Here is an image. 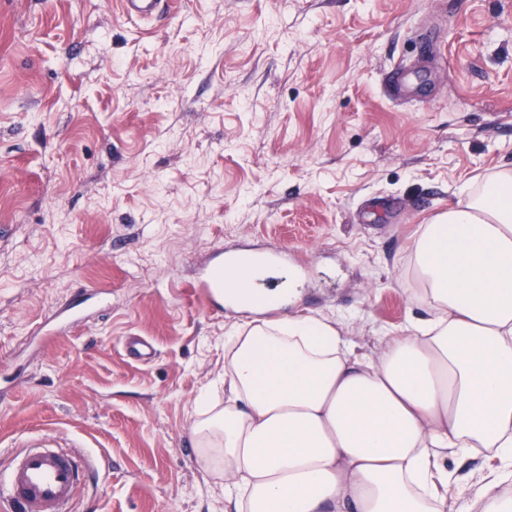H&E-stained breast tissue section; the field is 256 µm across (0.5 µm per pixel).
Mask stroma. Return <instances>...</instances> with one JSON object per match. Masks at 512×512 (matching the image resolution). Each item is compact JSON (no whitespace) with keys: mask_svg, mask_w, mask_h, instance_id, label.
<instances>
[{"mask_svg":"<svg viewBox=\"0 0 512 512\" xmlns=\"http://www.w3.org/2000/svg\"><path fill=\"white\" fill-rule=\"evenodd\" d=\"M503 166L512 0H0V468L47 435L94 458L72 512H224L189 426L250 316L200 271L285 249L269 319L379 359L421 224ZM125 17L131 21L151 23L160 15L169 14L173 1L170 0H120Z\"/></svg>","mask_w":512,"mask_h":512,"instance_id":"35a3bbf8","label":"stroma"}]
</instances>
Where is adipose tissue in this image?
Here are the masks:
<instances>
[{
    "label": "adipose tissue",
    "instance_id": "ef3b65f1",
    "mask_svg": "<svg viewBox=\"0 0 512 512\" xmlns=\"http://www.w3.org/2000/svg\"><path fill=\"white\" fill-rule=\"evenodd\" d=\"M412 264L431 316L379 360L311 316L225 342L224 393L191 423L224 512H512V169L422 225ZM481 449L497 468L449 508L445 458Z\"/></svg>",
    "mask_w": 512,
    "mask_h": 512
}]
</instances>
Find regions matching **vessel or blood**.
Returning <instances> with one entry per match:
<instances>
[{"label": "vessel or blood", "instance_id": "obj_1", "mask_svg": "<svg viewBox=\"0 0 512 512\" xmlns=\"http://www.w3.org/2000/svg\"><path fill=\"white\" fill-rule=\"evenodd\" d=\"M120 4L127 19L144 23L172 9L171 0H120ZM193 288L204 305L223 306V269L204 273ZM93 464L85 451L33 444L0 472V506L13 512H70L80 479Z\"/></svg>", "mask_w": 512, "mask_h": 512}]
</instances>
